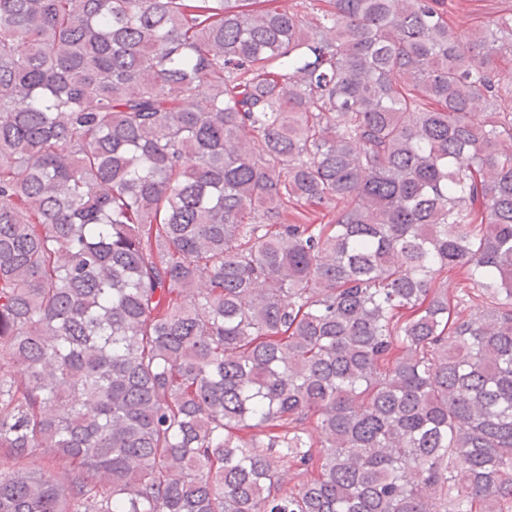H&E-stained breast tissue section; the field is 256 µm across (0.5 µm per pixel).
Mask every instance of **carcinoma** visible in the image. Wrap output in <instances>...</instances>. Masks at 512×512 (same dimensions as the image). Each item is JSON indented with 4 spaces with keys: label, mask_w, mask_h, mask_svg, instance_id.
Instances as JSON below:
<instances>
[{
    "label": "carcinoma",
    "mask_w": 512,
    "mask_h": 512,
    "mask_svg": "<svg viewBox=\"0 0 512 512\" xmlns=\"http://www.w3.org/2000/svg\"><path fill=\"white\" fill-rule=\"evenodd\" d=\"M507 62L446 0H0V512H512Z\"/></svg>",
    "instance_id": "obj_1"
}]
</instances>
